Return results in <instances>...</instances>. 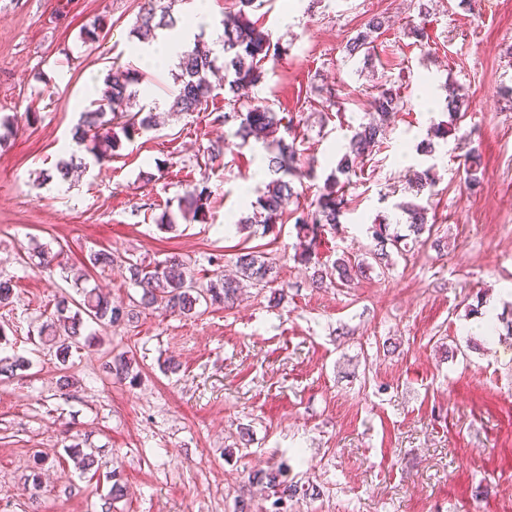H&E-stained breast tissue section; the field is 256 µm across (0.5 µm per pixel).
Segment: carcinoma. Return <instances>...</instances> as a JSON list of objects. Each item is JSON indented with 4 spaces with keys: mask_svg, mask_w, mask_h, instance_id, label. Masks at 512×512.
Returning a JSON list of instances; mask_svg holds the SVG:
<instances>
[{
    "mask_svg": "<svg viewBox=\"0 0 512 512\" xmlns=\"http://www.w3.org/2000/svg\"><path fill=\"white\" fill-rule=\"evenodd\" d=\"M174 2L176 0H144L132 29L139 42L148 43L155 37L156 30L174 26L171 13ZM256 8L255 0H238V9L224 14L221 54H216L200 36L195 39L193 47L182 53L179 61L181 86L170 109L175 112L198 110L213 90L209 74L218 60L224 61V85L227 93L231 94L229 102L236 103L232 111L222 115L224 123L237 124L234 135L244 144L253 141L275 146V152L266 157L270 181L258 196L252 215L239 220L241 224L267 226L282 222L291 199L297 195L292 186L297 149L294 142L288 141L291 136L289 127L282 125V118L271 104L262 101L243 103L244 90L260 82L263 66L274 49L272 33L250 18ZM383 24L384 21L378 17L370 18L364 24V30L346 44V56L369 55ZM142 81V73L135 68H115L114 72L107 74L100 95L80 113L73 140L78 149L90 154L97 164L102 166L111 162L121 148L122 140L130 142L159 126L155 112H147L142 106L134 108L136 86ZM399 104L400 97L392 89H379L373 98V112L369 114L368 121L354 128L348 151L338 161L336 172L326 178L309 208L291 212L298 238L295 257L313 269L312 281L317 285L333 274L349 281L370 268L363 260L356 262L350 259H337L328 267L320 262L319 248L322 233L341 224L347 206L345 188L364 165L365 157L380 143L385 122L397 111ZM463 168L467 186L472 190L480 187L484 170L477 149L472 148L467 153ZM410 181L416 188L415 200L404 203L402 209L407 215L408 230L418 239L432 230L428 209L420 200L434 194L436 180L428 168L414 172ZM209 198L208 187L195 184L178 199V208L184 218L196 220L205 213ZM368 233L373 240L372 258L383 268H389L391 253L387 247H398L402 236L391 233L390 225L383 223L370 225ZM235 267V275H219L206 289L198 290L193 286L190 264L180 257L171 256L153 264L127 261L130 282L142 289V307L185 316L192 314L202 302L224 307L234 304L239 299L244 281L257 285L276 280L273 259L261 251L239 253ZM81 293L80 302L66 294L56 298L52 320L40 327L39 334L57 344V356L63 363L67 361L72 345L84 343L90 346L96 341L97 336L93 333L83 335L85 319L105 329L116 330L133 317L132 310L112 303L109 297L94 288H83ZM28 366L29 363L21 357L0 358V378L9 379ZM110 369L117 377L137 378L132 373V361L124 352L112 358ZM287 473L288 465L281 463L268 470L256 471L249 477L250 481L263 486L275 497V512H286L284 506L299 495L298 485L288 482Z\"/></svg>",
    "mask_w": 512,
    "mask_h": 512,
    "instance_id": "1",
    "label": "carcinoma"
}]
</instances>
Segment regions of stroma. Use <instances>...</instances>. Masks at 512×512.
Returning <instances> with one entry per match:
<instances>
[{"mask_svg":"<svg viewBox=\"0 0 512 512\" xmlns=\"http://www.w3.org/2000/svg\"><path fill=\"white\" fill-rule=\"evenodd\" d=\"M143 0H0V116L22 119L0 146V279L12 302L0 327L26 370L0 380V512H270L250 472L287 464L303 495L288 512H512V336L485 335L473 304L512 309V0H264L255 11L276 45L250 97L292 126L300 153L293 184L308 205L367 118L378 87L402 108L353 179L324 261L368 256L377 222L405 224L412 171L431 169L435 230L448 247L408 242L390 270L313 286L293 259L291 221L263 229L226 225L251 213L241 194L266 181L258 145L235 146L229 104L215 87L199 111L159 115L157 130L123 142L112 162L87 160L80 177L53 173L69 145L89 87L112 66L144 69L150 45L131 29ZM384 27L370 57L345 45L371 16ZM424 32L407 36V25ZM98 27L85 45L84 29ZM462 88L463 118L449 114ZM445 138L428 139L432 127ZM431 140L424 150L423 140ZM232 144L210 161L205 149ZM478 148L484 179L470 190L463 156ZM206 183L205 222L159 218L190 187ZM58 253L42 272L35 251ZM283 258L278 284L249 288L231 308L197 305L193 316L149 310L103 342L72 349L67 362L41 340L67 268L107 249L118 261L91 271L114 303L141 291L124 259L190 261L198 284L233 269L240 248ZM128 352L136 382L107 372ZM248 429L249 441L239 432ZM96 461L84 472L68 448ZM40 470V485L29 480ZM123 496L109 500L113 482Z\"/></svg>","mask_w":512,"mask_h":512,"instance_id":"stroma-1","label":"stroma"}]
</instances>
